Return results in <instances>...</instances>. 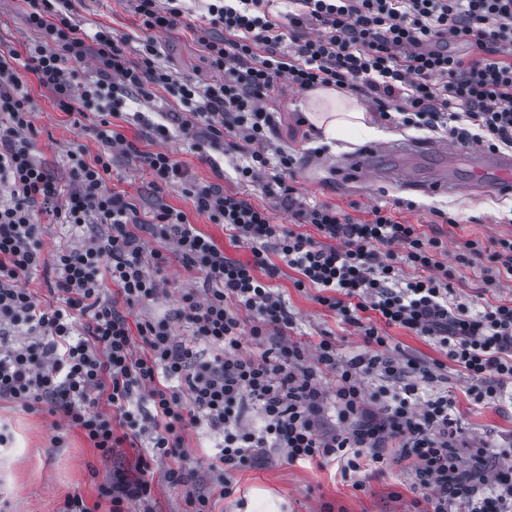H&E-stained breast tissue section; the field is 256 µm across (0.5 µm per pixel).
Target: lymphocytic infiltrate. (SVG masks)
<instances>
[{"instance_id": "f902f5d3", "label": "lymphocytic infiltrate", "mask_w": 512, "mask_h": 512, "mask_svg": "<svg viewBox=\"0 0 512 512\" xmlns=\"http://www.w3.org/2000/svg\"><path fill=\"white\" fill-rule=\"evenodd\" d=\"M23 2L40 39L24 62L0 52V189L8 195L0 203V398L27 409L48 404L106 459L125 443L148 441L150 455H138L100 485L111 512L152 498L155 456L179 461L165 482H191L181 435L189 425L221 436L209 473L223 493L236 472L274 449L291 464L339 459L357 469L395 461L425 490L430 512H512V465L487 447L459 455L461 433L447 397L418 401L417 385L408 383L394 404L373 412L364 390L368 376L405 374L385 352L382 328L395 325L447 348L449 359L495 397L512 383V303L474 314L450 302L449 283L436 275L441 240L384 208L354 221L334 206L300 199L290 183L293 157L272 159L265 150L277 127L266 102L284 81L301 92L325 86L365 97L375 119L390 125L490 151L511 149L512 0H284L278 21L264 14L268 0H211L210 20L196 35L224 73L212 82L179 78L160 62L153 34L175 27L179 0H134L147 32L135 61L125 38L76 23L72 0ZM287 31L293 44L285 50ZM452 42L466 55L449 51ZM27 72L54 92L63 111L98 112L103 149L91 160L68 152L67 180L33 153ZM158 88L182 107L153 126L156 137L178 132L212 145L233 139L248 160L240 179L259 185L316 235L284 230L267 209L221 185L197 186L164 151L143 155L154 185L181 188L198 214L223 225L252 257H226L168 205L142 220L109 186L112 154L140 153L119 129L122 103L151 99ZM42 213L71 228L55 254L61 305L51 312L23 286L41 264L35 219ZM92 222L101 232L84 237ZM151 237L172 245V253L149 248ZM270 243L297 272V287L315 288L319 304L360 328L365 352L341 360L325 337L316 365H306L287 336L293 318L269 282L276 273ZM173 254L201 273L202 288L182 292L164 317L129 324L128 309L163 293ZM401 264L417 277L399 283ZM179 323L186 335L176 334ZM271 335L274 346L263 348ZM246 338L261 353L242 352ZM201 343L212 359L197 360ZM324 369L336 375L333 391L320 385ZM253 409L256 427L246 422ZM392 441L398 449L390 457Z\"/></svg>"}]
</instances>
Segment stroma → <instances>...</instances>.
Instances as JSON below:
<instances>
[{
  "mask_svg": "<svg viewBox=\"0 0 512 512\" xmlns=\"http://www.w3.org/2000/svg\"><path fill=\"white\" fill-rule=\"evenodd\" d=\"M72 14L87 30L103 27L128 41L129 52H136L144 33L132 0H73ZM201 23L199 12H191L170 30L155 33L162 62L180 77L207 81L222 79L223 74L211 67L194 33ZM38 40L27 23L20 0H0V50L26 55ZM27 88L33 101V123L37 130L34 153L53 169H62L68 151L81 149L85 158H93L102 146L93 126L96 112L79 115L63 112L49 89L40 87L35 76H27ZM304 93L281 86L268 108L280 112L277 144L296 158L293 185L307 200L324 202L354 219L365 218L371 208L390 209L398 221L416 225L420 232L441 238L447 249L440 261L450 273L449 283L456 302L478 311L491 304L512 302V280L489 283L485 280L487 259H474L462 265L455 261L465 241L475 240L491 246L497 239L512 240V223H500L502 212L512 209V197L506 195L426 194L401 184H381L372 180L355 183L339 175L338 163L348 153L369 140L357 131H349L336 141L326 143L319 136L303 140L296 132L295 117L300 113ZM124 133L141 151L140 157L114 154L111 187L136 205L141 217L152 215L158 205L166 204L184 212L191 224L212 237L223 247L226 257L249 260L248 247L232 244L222 225L210 223L196 213L192 201L179 188H155L144 154L172 152L185 166L196 185H223L225 192L249 200L255 207L272 210L277 223L293 228L287 213L276 209L274 200L251 183L239 181L235 165L238 152L227 143L194 146L192 140L175 138L155 140L150 129L128 125ZM444 210V217L433 215V208ZM38 239L42 263L25 286L36 293L44 306L56 307L54 261L59 244L65 242L67 228L51 216L39 215ZM167 293L157 301L136 306L132 316L160 317L172 309L181 291L201 287L199 274L187 271L177 256H170L166 268ZM296 272L279 266L271 283L283 295L294 325L291 340L304 347L308 363H315L316 346L322 337H332L339 357L350 358L364 350L361 332L345 322L339 311L319 304L315 291L295 284ZM388 351L402 361H412L422 398L448 397L452 413L469 447L483 445L512 447V385L501 388L495 401L480 398L479 383L447 361L446 351L435 341L399 327L385 328ZM427 367L436 377L421 382L418 371ZM57 416L48 411H27L18 404L0 399V426H5L9 441L0 446V512H62L69 496L79 495L97 512H108L107 500L99 499L98 488L112 474V463L85 439L80 430L58 426ZM184 448L196 454L194 478L189 486H172L163 479L170 459H156L157 477L151 506L130 505V512H190L189 494L205 493L210 497L211 512H250L258 496L271 494L279 512H426L424 490L414 485L412 477L401 467L390 464L382 469L352 471L343 462L324 465L288 463L282 455L236 473L230 494L221 496L210 490L206 462L200 461L202 446L211 440L205 428L190 427L183 433Z\"/></svg>",
  "mask_w": 512,
  "mask_h": 512,
  "instance_id": "35a3bbf8",
  "label": "stroma"
}]
</instances>
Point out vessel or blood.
<instances>
[{"mask_svg": "<svg viewBox=\"0 0 512 512\" xmlns=\"http://www.w3.org/2000/svg\"><path fill=\"white\" fill-rule=\"evenodd\" d=\"M447 154L446 143L430 139L377 143L349 154L340 169L357 182L383 180L425 192L512 193L511 153L470 152L462 173Z\"/></svg>", "mask_w": 512, "mask_h": 512, "instance_id": "1", "label": "vessel or blood"}]
</instances>
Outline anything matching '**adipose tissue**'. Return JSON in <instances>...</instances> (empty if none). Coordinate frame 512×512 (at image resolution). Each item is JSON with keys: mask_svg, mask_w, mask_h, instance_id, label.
Returning a JSON list of instances; mask_svg holds the SVG:
<instances>
[{"mask_svg": "<svg viewBox=\"0 0 512 512\" xmlns=\"http://www.w3.org/2000/svg\"><path fill=\"white\" fill-rule=\"evenodd\" d=\"M304 112L308 122L328 139L339 138L349 130L372 131L369 115L359 101L331 88L309 91Z\"/></svg>", "mask_w": 512, "mask_h": 512, "instance_id": "adipose-tissue-1", "label": "adipose tissue"}]
</instances>
